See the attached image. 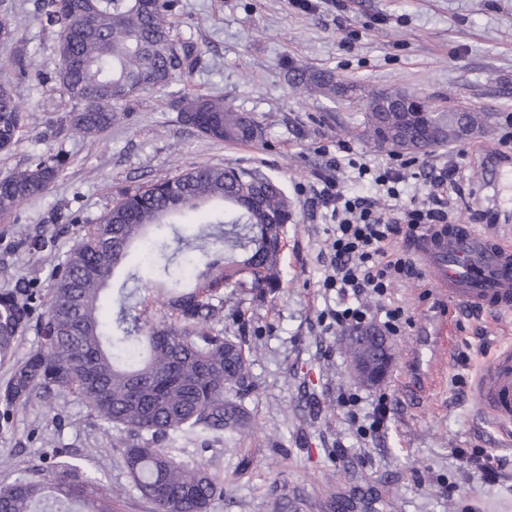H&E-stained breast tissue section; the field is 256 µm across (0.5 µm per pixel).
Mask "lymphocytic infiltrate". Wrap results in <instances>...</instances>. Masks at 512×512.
<instances>
[{"label":"lymphocytic infiltrate","instance_id":"obj_1","mask_svg":"<svg viewBox=\"0 0 512 512\" xmlns=\"http://www.w3.org/2000/svg\"><path fill=\"white\" fill-rule=\"evenodd\" d=\"M457 167L431 169L427 182L431 189L428 202L412 208L396 206L390 216H382L373 201L351 198L344 194L333 178H326L322 189L324 200L333 205L336 217L334 255L325 287L338 293L383 295L392 277L414 272L412 262L394 252V238L401 225L430 228L449 220V201L444 193L455 183Z\"/></svg>","mask_w":512,"mask_h":512}]
</instances>
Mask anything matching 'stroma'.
I'll return each instance as SVG.
<instances>
[{
	"mask_svg": "<svg viewBox=\"0 0 512 512\" xmlns=\"http://www.w3.org/2000/svg\"><path fill=\"white\" fill-rule=\"evenodd\" d=\"M8 2L19 27L13 42L0 43V78L19 81L29 120L16 148L0 152V171L58 152L67 165L45 193L0 217V291L26 282L48 293L82 225L95 223L128 189L193 165L259 170L291 203L279 288L239 289L219 322L247 350L250 392L241 407L250 434L164 443L177 459L223 478L224 495L210 512H337L340 498L347 512H512V444L470 397L481 363L512 345V317L456 306L439 311L423 270L393 280L382 296L344 297L324 287L336 221L319 196L322 178L384 208L388 198L357 168L376 171L394 158L355 136L361 100L302 93L286 77L288 66L299 65L361 89L415 94L435 112L465 106L489 113V133L429 149L404 169L400 185L404 206L423 199L422 174L457 165L451 217L472 223L486 206L490 178L478 147L512 162V148L500 144L512 116V0H177L168 20L177 48L191 50L186 92L222 96L254 115L267 129L264 145L205 138L160 94L138 98L100 137L74 133L66 116L75 104L55 80L56 37L38 19L43 0ZM23 51L22 78L13 60ZM339 307L360 308L376 328L387 311L403 310L390 339L393 367L381 384L353 379L342 351L353 328L332 318ZM443 313L454 338L447 381L423 395L406 387L411 354L423 323ZM381 398L390 414L376 431L371 413ZM119 445V433L71 395L0 405V484L65 459L114 490L116 512H154L122 467ZM461 449L497 456L503 478L482 481L458 457Z\"/></svg>",
	"mask_w": 512,
	"mask_h": 512,
	"instance_id": "stroma-1",
	"label": "stroma"
}]
</instances>
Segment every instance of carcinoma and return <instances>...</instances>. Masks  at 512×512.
Segmentation results:
<instances>
[{
    "label": "carcinoma",
    "instance_id": "carcinoma-1",
    "mask_svg": "<svg viewBox=\"0 0 512 512\" xmlns=\"http://www.w3.org/2000/svg\"><path fill=\"white\" fill-rule=\"evenodd\" d=\"M175 0H47L45 26L56 35L55 77L78 105L72 130L97 137L121 119L119 106L144 93L165 91L186 57L176 50L166 17ZM17 16L0 11V38L14 39ZM293 79L336 95V81L293 67ZM181 121L203 135L230 143H259L267 132L248 112L224 105L221 96H181ZM359 136L391 155L417 156L463 141L489 128L484 112H420L404 91L363 98ZM18 88L0 81V152L9 151L27 127ZM59 154L39 156L23 169L0 174V216L55 184L64 171ZM206 211L209 230L187 233L177 225ZM292 216L279 183L255 171L193 166L129 190L57 265L51 296L21 285L0 291V361L14 359L21 333L32 329L40 346L16 361L0 386V404L47 401L66 392L98 419L147 443L191 434L236 431L248 422L238 400L249 392L248 358L240 342L215 328L224 301L250 284L278 286L285 248L282 228ZM177 248L170 250V242ZM153 245L147 270L130 268L118 289L116 309L102 306L104 291L131 250ZM167 297V319L153 325L137 294ZM134 487L155 512H209L224 481L209 469L177 461L164 448L121 451ZM46 478L30 470L0 484V512H113L112 493L73 464H56Z\"/></svg>",
    "mask_w": 512,
    "mask_h": 512
}]
</instances>
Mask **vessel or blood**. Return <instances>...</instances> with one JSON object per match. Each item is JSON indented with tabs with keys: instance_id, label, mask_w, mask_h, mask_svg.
Instances as JSON below:
<instances>
[{
	"instance_id": "1",
	"label": "vessel or blood",
	"mask_w": 512,
	"mask_h": 512,
	"mask_svg": "<svg viewBox=\"0 0 512 512\" xmlns=\"http://www.w3.org/2000/svg\"><path fill=\"white\" fill-rule=\"evenodd\" d=\"M417 252L437 298L500 316L512 315V239L483 233L469 224H442L420 234ZM432 361L422 376L423 391L441 386L452 339L446 321L430 334ZM476 409L512 434V348L491 358L473 382Z\"/></svg>"
}]
</instances>
